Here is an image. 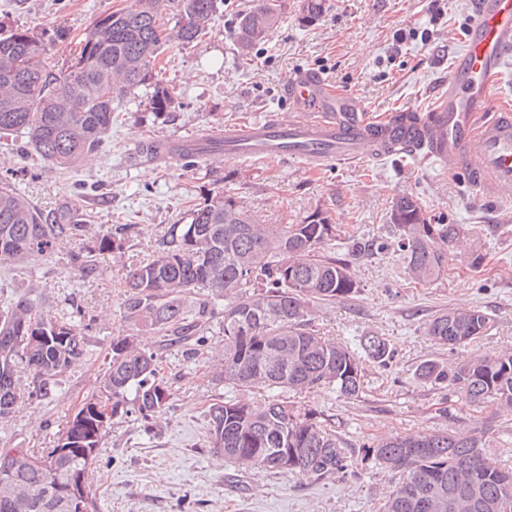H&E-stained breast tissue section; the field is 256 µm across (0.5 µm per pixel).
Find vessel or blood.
<instances>
[{"label": "vessel or blood", "mask_w": 512, "mask_h": 512, "mask_svg": "<svg viewBox=\"0 0 512 512\" xmlns=\"http://www.w3.org/2000/svg\"><path fill=\"white\" fill-rule=\"evenodd\" d=\"M512 55V0H471L462 51L444 78L445 93L433 116L397 112L373 120L354 98L333 93L316 73L301 71L283 86L295 114L248 125L228 124L216 135L180 141L175 159L202 155L303 160L322 169L366 158L425 152L443 170L461 175L470 190L512 200V108H493L491 81Z\"/></svg>", "instance_id": "vessel-or-blood-1"}]
</instances>
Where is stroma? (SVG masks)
I'll return each mask as SVG.
<instances>
[{
    "mask_svg": "<svg viewBox=\"0 0 512 512\" xmlns=\"http://www.w3.org/2000/svg\"><path fill=\"white\" fill-rule=\"evenodd\" d=\"M129 3L0 0V30L25 26L50 35L66 29L65 40L47 45L46 64L54 70L79 52L94 18ZM249 3L224 0L196 47L166 48L161 79L174 97L173 117L155 118L145 88L135 89L115 104L106 150L64 171L45 168L33 155L19 157L16 140L0 137V180H9L45 212L67 200L77 203L100 234L124 237L137 259L158 249L169 225L181 222L190 201L220 178L266 224H295L316 206L326 207L353 239L374 249L350 256L357 293L319 306L314 325L350 346L365 334L382 335L395 349V360L386 370L367 368L355 399L330 388L279 393L286 404L334 422L357 455V477L314 480L237 466L216 454L209 405L219 399L259 402L267 390L224 383L218 368L191 356L190 344L169 347L160 336L140 333L142 347L160 356L174 398L158 423L128 418L108 429L92 483L101 512H380L396 477L374 466L365 445L375 436L425 430L483 436L487 456L512 468V455L501 448L503 440H512V415L465 406L415 376L425 360H457L423 332L443 308L479 305L491 315L492 326L472 353L492 357L512 349V205L464 191L461 176L432 163L396 156L319 171L294 159H221L197 175L173 163L134 158L148 140L292 116L282 89L302 70L321 73L335 90L362 102L373 118L430 110L462 48L469 0H325L322 16L310 23L300 20L298 0H288L281 22L244 56L231 34ZM404 194L416 196L447 223L477 226L484 267L470 270L462 255L448 277L427 286L410 283L402 257L386 247L389 207ZM71 246L63 240L51 258L0 269V300L29 291L52 313L64 312L71 300L97 317L86 334V360L61 376L49 398L18 404L0 425V448L52 447L55 432L94 390L112 338L125 326L120 272L106 257L105 276L82 278L66 261Z\"/></svg>",
    "mask_w": 512,
    "mask_h": 512,
    "instance_id": "stroma-1",
    "label": "stroma"
}]
</instances>
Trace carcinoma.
Instances as JSON below:
<instances>
[{
	"label": "carcinoma",
	"mask_w": 512,
	"mask_h": 512,
	"mask_svg": "<svg viewBox=\"0 0 512 512\" xmlns=\"http://www.w3.org/2000/svg\"><path fill=\"white\" fill-rule=\"evenodd\" d=\"M239 14L233 38L241 52L264 40L288 10V0H251ZM224 0H131L102 13L79 53L60 69L46 67L47 45L25 27L0 34V134L21 139L26 152L49 169H73L96 152L112 130V105L132 90L152 87L156 115L173 102L155 73L166 46L195 47ZM324 0H302L300 19L313 22ZM188 221L169 226L158 251L128 260L125 239L96 232L68 201L50 213L36 208L10 182L0 183V267L22 266L54 253L60 238L74 241L71 269L84 278L102 274L112 257L122 271V318L136 329L161 334L171 345L192 336L198 323L221 316L224 382L240 387L286 388L296 393L332 386L359 397L365 366L386 368L389 341L368 333L358 350L313 329L317 308L357 290L349 263L336 255L341 225L315 208L298 224H263L230 190H208L193 201ZM389 228L406 270L417 284L441 279L456 251L471 243L476 226L447 224L411 194L392 201ZM480 306L447 308L425 323L436 345L460 355L453 367L425 360L417 378L448 389L475 407L512 414V352L494 357L467 353L490 329ZM94 318L79 308L57 316L19 294L0 306V421L21 399L18 383L32 378L27 399L46 398L65 371L86 357L84 328ZM98 385L56 433L53 447L0 448V512H58L75 495L86 512H99L89 491L107 429L130 416L156 422L173 399L160 357L137 344L135 333L112 337ZM215 452L242 466L309 476L348 475L353 450L329 420L272 399L218 401L208 408ZM482 438L463 432L426 431L379 436L365 456L398 476L382 512H512V468L483 453Z\"/></svg>",
	"instance_id": "obj_1"
}]
</instances>
